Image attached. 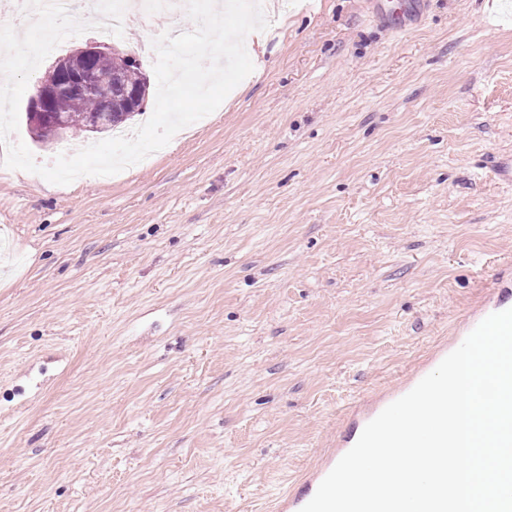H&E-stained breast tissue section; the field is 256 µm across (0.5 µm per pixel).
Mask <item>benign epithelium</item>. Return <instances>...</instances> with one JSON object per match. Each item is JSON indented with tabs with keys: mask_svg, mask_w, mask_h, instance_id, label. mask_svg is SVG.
Here are the masks:
<instances>
[{
	"mask_svg": "<svg viewBox=\"0 0 512 512\" xmlns=\"http://www.w3.org/2000/svg\"><path fill=\"white\" fill-rule=\"evenodd\" d=\"M109 58L115 62L113 76H100L91 69V64L99 58ZM139 68L141 82L134 90H126L115 98L111 93L112 77H116L127 66ZM55 80L39 82L35 93L30 97L26 108V123L34 130L51 120L54 125L48 128V139L65 135L63 118L57 113V100L71 92H87L100 96L101 106L87 126L91 133H102L112 124V113L126 112L128 116L142 111L148 100L149 77L140 60L132 53L109 48L100 42H92L77 48L59 58L52 67Z\"/></svg>",
	"mask_w": 512,
	"mask_h": 512,
	"instance_id": "7a95c632",
	"label": "benign epithelium"
}]
</instances>
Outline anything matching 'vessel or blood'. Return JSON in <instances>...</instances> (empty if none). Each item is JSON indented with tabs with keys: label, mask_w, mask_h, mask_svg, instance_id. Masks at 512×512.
Instances as JSON below:
<instances>
[{
	"label": "vessel or blood",
	"mask_w": 512,
	"mask_h": 512,
	"mask_svg": "<svg viewBox=\"0 0 512 512\" xmlns=\"http://www.w3.org/2000/svg\"><path fill=\"white\" fill-rule=\"evenodd\" d=\"M512 308V268L507 267L497 275L491 285L487 299L474 309L472 325H479L490 314ZM447 347L438 348L428 365L418 367L407 378L389 388L377 399L351 407L345 415L344 425L336 441L335 455L321 459L303 481L287 492L280 500L279 512H300L301 508L314 496L318 486L333 469L338 456L348 452L360 437L367 423L373 420L389 404L412 390L417 383L437 367L447 356Z\"/></svg>",
	"instance_id": "b4317fda"
}]
</instances>
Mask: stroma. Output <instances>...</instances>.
<instances>
[{"mask_svg": "<svg viewBox=\"0 0 512 512\" xmlns=\"http://www.w3.org/2000/svg\"><path fill=\"white\" fill-rule=\"evenodd\" d=\"M148 160L0 170V512H272L512 263V0H291Z\"/></svg>", "mask_w": 512, "mask_h": 512, "instance_id": "35a3bbf8", "label": "stroma"}]
</instances>
